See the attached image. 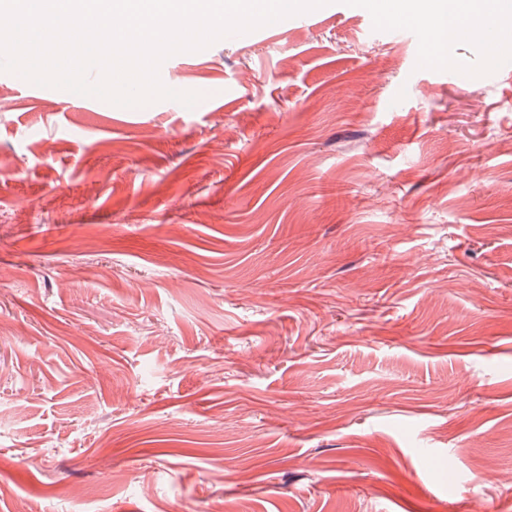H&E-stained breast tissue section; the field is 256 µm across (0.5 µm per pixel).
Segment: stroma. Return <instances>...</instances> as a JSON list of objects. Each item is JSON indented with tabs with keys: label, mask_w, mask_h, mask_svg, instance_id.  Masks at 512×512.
Wrapping results in <instances>:
<instances>
[{
	"label": "stroma",
	"mask_w": 512,
	"mask_h": 512,
	"mask_svg": "<svg viewBox=\"0 0 512 512\" xmlns=\"http://www.w3.org/2000/svg\"><path fill=\"white\" fill-rule=\"evenodd\" d=\"M332 4L122 108L0 72V512H512V84Z\"/></svg>",
	"instance_id": "obj_1"
}]
</instances>
